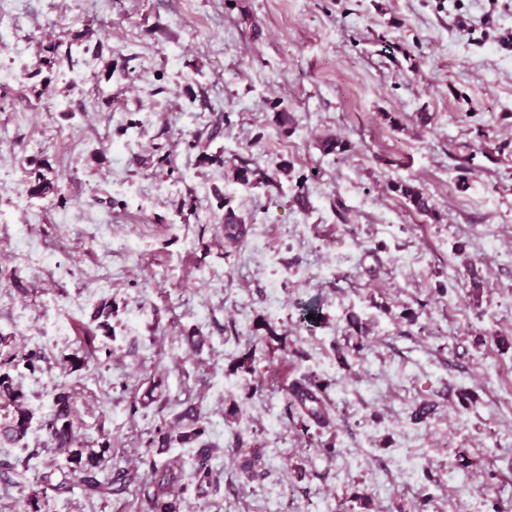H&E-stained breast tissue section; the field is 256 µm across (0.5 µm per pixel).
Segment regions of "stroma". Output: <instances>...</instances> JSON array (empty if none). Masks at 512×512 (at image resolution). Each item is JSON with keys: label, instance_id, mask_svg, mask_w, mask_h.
I'll list each match as a JSON object with an SVG mask.
<instances>
[{"label": "stroma", "instance_id": "stroma-1", "mask_svg": "<svg viewBox=\"0 0 512 512\" xmlns=\"http://www.w3.org/2000/svg\"><path fill=\"white\" fill-rule=\"evenodd\" d=\"M22 8L0 12V367L33 421L0 447L28 461L0 512L64 465L42 428L63 390L81 443L111 444L137 479L120 503L77 487L47 512H140L139 457L190 402L220 485L180 490V512H336L345 491L352 512H512V0ZM329 134L345 153L323 152ZM246 162L274 181H231ZM311 372L328 431L285 413ZM394 189L401 194L414 211L424 215L432 214L433 206L429 197L413 183L396 182Z\"/></svg>", "mask_w": 512, "mask_h": 512}]
</instances>
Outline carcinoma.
Instances as JSON below:
<instances>
[{"instance_id":"obj_1","label":"carcinoma","mask_w":512,"mask_h":512,"mask_svg":"<svg viewBox=\"0 0 512 512\" xmlns=\"http://www.w3.org/2000/svg\"><path fill=\"white\" fill-rule=\"evenodd\" d=\"M232 180L241 185L259 183L268 173L255 167L237 166L231 170ZM394 189L401 194L414 211L428 215L433 212L429 197L411 182H397ZM244 219L229 209L224 213V237L236 241L245 236ZM326 387L315 375L306 374L288 389V409L301 424L308 421L325 428L331 423V406L325 397ZM0 398L13 407L8 425L0 427V442L17 445L27 436L32 416L24 406L25 395L16 388L10 377L0 374ZM178 432L158 430L148 441L139 463L149 480L143 486V512H179L174 498L175 490L193 485L201 494L219 483L217 472L210 461L217 449L207 444L197 447L196 465L192 472L172 464H158L153 449L166 448L176 439L182 444H194L203 432L204 416L201 409L190 403L175 416ZM54 446L65 455L66 466L41 476L40 491L23 496L24 512H42L50 497L69 493L76 485L90 498L109 500L126 492L135 480L129 470L112 462V448L105 443L99 448H86L78 443L72 419V398L67 392L55 395L52 413L42 421Z\"/></svg>"}]
</instances>
